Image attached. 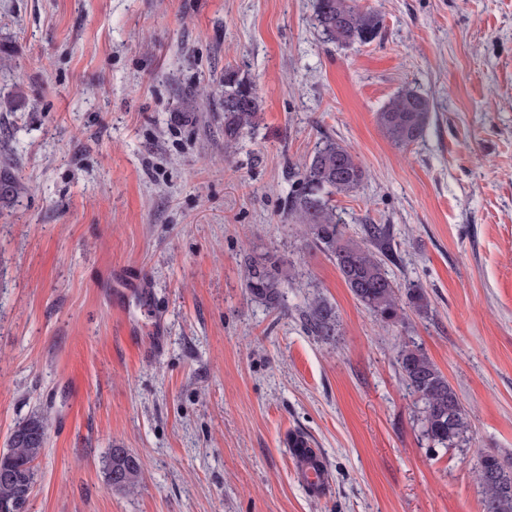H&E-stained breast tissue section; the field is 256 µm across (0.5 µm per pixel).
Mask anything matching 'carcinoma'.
Returning a JSON list of instances; mask_svg holds the SVG:
<instances>
[{"mask_svg": "<svg viewBox=\"0 0 512 512\" xmlns=\"http://www.w3.org/2000/svg\"><path fill=\"white\" fill-rule=\"evenodd\" d=\"M316 21L325 38L341 46L369 44L380 36L383 20L378 11L362 8L357 0H316ZM224 148L233 149L252 129L258 113L254 89L234 74L224 76ZM430 101L411 88L396 92L377 115L387 138L398 146L421 139L429 125ZM366 177L356 154L332 138L320 140L312 156L292 173L288 215L305 228L306 243L335 260L336 268L354 298L386 322L400 317L401 297L416 311L427 307L419 285L410 283L399 294V286L385 268L390 257L388 230L383 224L364 225L363 242L346 237L343 222L332 204L336 195L355 192ZM251 298L275 307L280 303L282 276L268 261L251 262L245 271ZM305 321L310 332L323 339L336 336L335 308L317 296L308 302ZM402 380L423 403V432L446 448L457 445L468 431V419L456 391L436 365L415 345L398 354ZM50 420L36 413L18 423L9 438V448L0 454V507L17 502L28 504L35 483V462L44 453ZM109 486L125 492L137 488L140 458L127 448H114L106 463ZM477 479L483 489L482 512H512V460L495 452L480 455Z\"/></svg>", "mask_w": 512, "mask_h": 512, "instance_id": "carcinoma-1", "label": "carcinoma"}]
</instances>
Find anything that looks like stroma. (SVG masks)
I'll return each instance as SVG.
<instances>
[{"mask_svg": "<svg viewBox=\"0 0 512 512\" xmlns=\"http://www.w3.org/2000/svg\"><path fill=\"white\" fill-rule=\"evenodd\" d=\"M380 39L326 41L315 0H0V452L46 411L29 512H482V452L512 456V0H359ZM259 98L224 149V75ZM413 88L422 139L377 114ZM349 146L362 187L337 196L348 236L390 228L398 285L428 309L386 324L288 223V174L320 138ZM278 260L282 305L244 271ZM141 277L139 289L115 280ZM339 318L324 340L303 313ZM419 345L469 430L422 432L397 364ZM307 437L329 493L288 450ZM142 461L135 492L105 460ZM430 101L412 88L396 92L377 115L387 138L398 146H409L421 139L429 125ZM305 321L314 336L330 339L336 336L338 321L335 308L325 299L317 296L308 302ZM106 476L109 486L125 492H134L141 476L140 458L126 448H114L106 463Z\"/></svg>", "mask_w": 512, "mask_h": 512, "instance_id": "stroma-1", "label": "stroma"}]
</instances>
